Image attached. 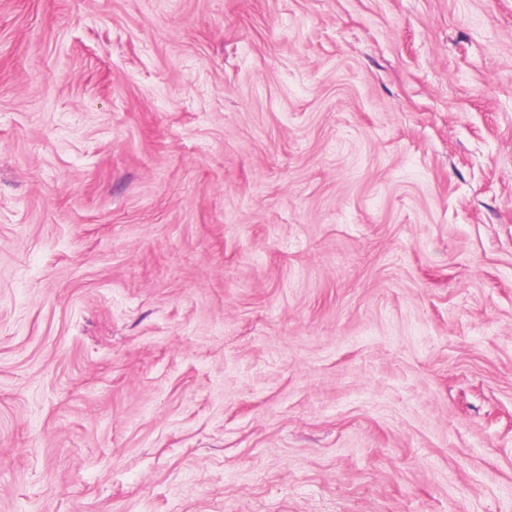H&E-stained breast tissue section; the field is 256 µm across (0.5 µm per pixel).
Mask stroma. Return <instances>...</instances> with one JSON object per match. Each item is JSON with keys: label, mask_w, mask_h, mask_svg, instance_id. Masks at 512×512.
<instances>
[{"label": "stroma", "mask_w": 512, "mask_h": 512, "mask_svg": "<svg viewBox=\"0 0 512 512\" xmlns=\"http://www.w3.org/2000/svg\"><path fill=\"white\" fill-rule=\"evenodd\" d=\"M0 512H512V0H0Z\"/></svg>", "instance_id": "35a3bbf8"}]
</instances>
